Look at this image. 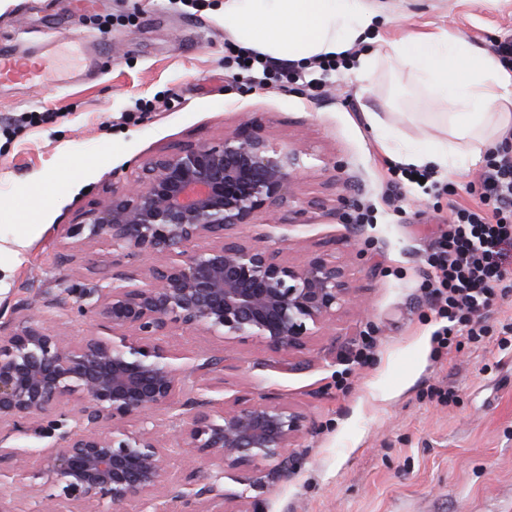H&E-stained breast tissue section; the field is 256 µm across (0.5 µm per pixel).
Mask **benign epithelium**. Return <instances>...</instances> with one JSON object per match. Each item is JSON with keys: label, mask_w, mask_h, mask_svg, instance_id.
<instances>
[{"label": "benign epithelium", "mask_w": 512, "mask_h": 512, "mask_svg": "<svg viewBox=\"0 0 512 512\" xmlns=\"http://www.w3.org/2000/svg\"><path fill=\"white\" fill-rule=\"evenodd\" d=\"M302 144L280 147L252 119L218 144L190 143L144 158L133 179L89 211L78 245L124 258L148 256L138 279L121 271L93 288L64 281L0 324V512H17L27 451L15 435L48 438V481L35 512H224L244 492L226 493L224 470L269 464L281 479L295 471L288 453L305 417L288 402L224 399L207 392L176 402L185 381L224 370V350L189 356L169 346L177 330L200 329L220 343L256 339L270 350L304 348L355 301L356 287L330 255L293 262L283 249L237 231L276 223L304 159ZM76 313L93 332L76 340L46 326ZM179 405L168 440L195 449L184 482L169 474V448L155 415ZM85 425L76 431L67 420Z\"/></svg>", "instance_id": "obj_1"}]
</instances>
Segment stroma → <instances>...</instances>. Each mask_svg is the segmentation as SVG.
I'll use <instances>...</instances> for the list:
<instances>
[{
  "label": "stroma",
  "mask_w": 512,
  "mask_h": 512,
  "mask_svg": "<svg viewBox=\"0 0 512 512\" xmlns=\"http://www.w3.org/2000/svg\"><path fill=\"white\" fill-rule=\"evenodd\" d=\"M382 38L448 29L491 48L512 33V0H379ZM101 47L96 78H82L80 42ZM224 0L194 10L180 0H102L75 12L72 0H0V51L50 55L65 84L48 91L0 84V225L39 224L24 260L0 277V317L19 299L54 293L61 280L93 287L112 268L111 251L83 246L61 261L69 225L106 199L113 181L137 175L141 160L186 143H216L255 118L279 145L302 142L323 166L301 173L293 194L304 216L290 225L249 224L239 234L284 239L286 254L328 253L344 262L368 316L348 309L328 336L305 349L274 352L249 339L219 345L202 331L168 343L189 354L224 351V399L277 394L308 429L292 453L295 475L260 465L233 471L247 482L248 512H512V346H498L512 322V295L486 317L481 343L434 351L440 320L421 283L422 255L444 229L448 199L468 201L482 161L438 174V187L386 188L393 149L444 138L411 80L382 69L362 93L351 67L300 69L299 80L261 86L224 76ZM149 101L137 110L136 100ZM382 112L392 126L380 142L363 119ZM58 173L60 193L46 191ZM376 345L367 363L364 337ZM452 390L445 402L430 388Z\"/></svg>",
  "instance_id": "obj_1"
}]
</instances>
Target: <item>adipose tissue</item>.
<instances>
[{
  "mask_svg": "<svg viewBox=\"0 0 512 512\" xmlns=\"http://www.w3.org/2000/svg\"><path fill=\"white\" fill-rule=\"evenodd\" d=\"M386 22L372 0H224V33L274 61L300 65L333 58L368 42ZM408 71L440 109L447 137L428 148L405 143L400 161L452 172L462 157L479 158L512 128V70L450 31L410 33L384 53L357 55L355 76L366 83L381 59Z\"/></svg>",
  "mask_w": 512,
  "mask_h": 512,
  "instance_id": "1",
  "label": "adipose tissue"
}]
</instances>
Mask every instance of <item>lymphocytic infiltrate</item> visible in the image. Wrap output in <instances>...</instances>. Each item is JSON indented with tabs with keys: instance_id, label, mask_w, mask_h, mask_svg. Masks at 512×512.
<instances>
[{
	"instance_id": "1",
	"label": "lymphocytic infiltrate",
	"mask_w": 512,
	"mask_h": 512,
	"mask_svg": "<svg viewBox=\"0 0 512 512\" xmlns=\"http://www.w3.org/2000/svg\"><path fill=\"white\" fill-rule=\"evenodd\" d=\"M479 202L448 204V228L425 252L423 289L444 321L432 334L438 348L480 341L497 299L512 294V152L488 154Z\"/></svg>"
}]
</instances>
